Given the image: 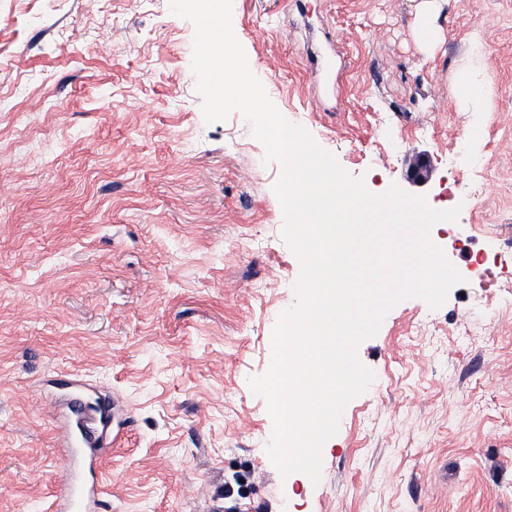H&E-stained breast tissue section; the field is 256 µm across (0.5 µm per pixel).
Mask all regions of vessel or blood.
Instances as JSON below:
<instances>
[{
  "label": "vessel or blood",
  "mask_w": 512,
  "mask_h": 512,
  "mask_svg": "<svg viewBox=\"0 0 512 512\" xmlns=\"http://www.w3.org/2000/svg\"><path fill=\"white\" fill-rule=\"evenodd\" d=\"M58 442L64 448L51 512H98L101 483L100 450L115 443L108 403L86 404L80 393L69 394L57 411Z\"/></svg>",
  "instance_id": "1"
}]
</instances>
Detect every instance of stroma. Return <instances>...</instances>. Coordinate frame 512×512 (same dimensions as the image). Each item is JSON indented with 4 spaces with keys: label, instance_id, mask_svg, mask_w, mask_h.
<instances>
[{
    "label": "stroma",
    "instance_id": "1",
    "mask_svg": "<svg viewBox=\"0 0 512 512\" xmlns=\"http://www.w3.org/2000/svg\"><path fill=\"white\" fill-rule=\"evenodd\" d=\"M234 0L233 26L288 121L375 194L460 207L463 278L439 309L396 305L358 358L375 379L287 476L249 387L296 301L279 164L250 123L206 122L193 24L170 0H0V512H47L60 472L44 388L71 378L125 425L99 512H512V0ZM336 53V76L316 71ZM494 80L484 112L468 69ZM483 158L472 201V129ZM427 156V184L409 180ZM512 252V240L507 239L500 243L498 247V254L493 257L478 256L475 263H473V269L475 275L479 280L481 278L485 280L491 274V268L489 266H496L498 263H502V257Z\"/></svg>",
    "mask_w": 512,
    "mask_h": 512
}]
</instances>
